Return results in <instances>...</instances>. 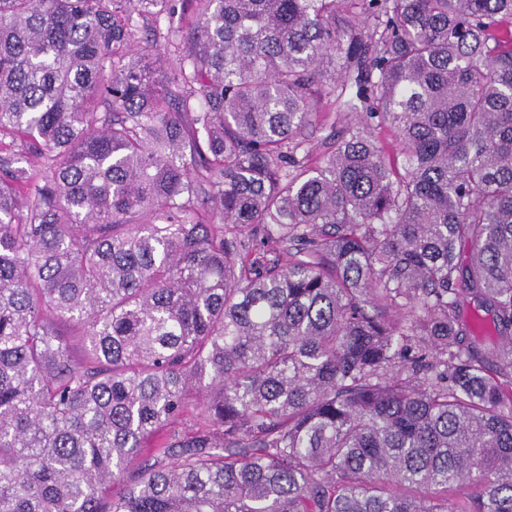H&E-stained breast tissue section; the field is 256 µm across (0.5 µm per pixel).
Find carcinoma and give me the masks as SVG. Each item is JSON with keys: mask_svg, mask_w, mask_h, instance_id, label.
<instances>
[{"mask_svg": "<svg viewBox=\"0 0 512 512\" xmlns=\"http://www.w3.org/2000/svg\"><path fill=\"white\" fill-rule=\"evenodd\" d=\"M6 138L0 512H512V0H0ZM319 111L322 113V116H325V117L321 118L319 125H317L316 127L310 128V130H309L310 144L309 145L312 147V149L314 150V152L316 154L322 155L323 153H325L328 150L327 149L328 145L326 144L325 137L329 133V125L332 122V117L328 116L329 109H328V107L324 106V104H323V106H320ZM324 119H327V120L324 121Z\"/></svg>", "mask_w": 512, "mask_h": 512, "instance_id": "carcinoma-1", "label": "carcinoma"}]
</instances>
